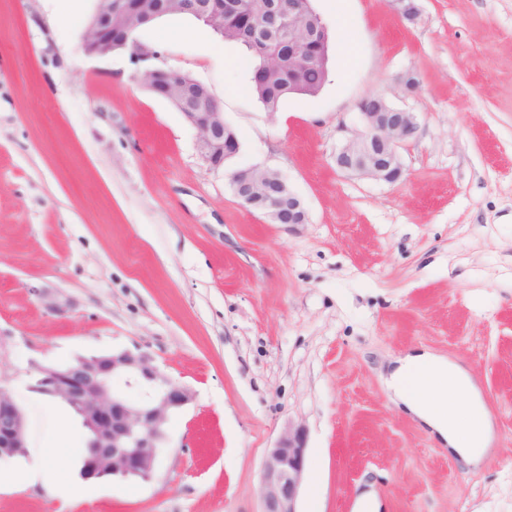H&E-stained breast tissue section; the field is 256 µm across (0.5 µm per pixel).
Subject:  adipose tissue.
Listing matches in <instances>:
<instances>
[{
    "label": "adipose tissue",
    "mask_w": 512,
    "mask_h": 512,
    "mask_svg": "<svg viewBox=\"0 0 512 512\" xmlns=\"http://www.w3.org/2000/svg\"><path fill=\"white\" fill-rule=\"evenodd\" d=\"M390 397L465 464L479 466L494 440L493 416L467 368L432 352L395 358L385 377ZM14 484L43 487L65 496L84 493V485L59 483L51 460L36 457L12 473Z\"/></svg>",
    "instance_id": "1"
}]
</instances>
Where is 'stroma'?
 <instances>
[{
  "instance_id": "obj_1",
  "label": "stroma",
  "mask_w": 512,
  "mask_h": 512,
  "mask_svg": "<svg viewBox=\"0 0 512 512\" xmlns=\"http://www.w3.org/2000/svg\"><path fill=\"white\" fill-rule=\"evenodd\" d=\"M312 0L331 41L314 96L264 109L243 48L187 15L136 41L221 102L239 153L207 170L196 131L86 54L95 0H0V384L28 449L78 476L85 434L32 390L31 363L141 349L195 394L149 481H93L64 503L7 490L0 512H261L260 471L288 423L308 431L298 512H512V0ZM384 96L416 115L388 184L337 170ZM280 172L307 223L244 208L233 172ZM63 310H53V303ZM462 362L493 415V451L461 463L391 403V359Z\"/></svg>"
}]
</instances>
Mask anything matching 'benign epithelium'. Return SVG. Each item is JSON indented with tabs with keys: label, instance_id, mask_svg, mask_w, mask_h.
Masks as SVG:
<instances>
[{
	"label": "benign epithelium",
	"instance_id": "1",
	"mask_svg": "<svg viewBox=\"0 0 512 512\" xmlns=\"http://www.w3.org/2000/svg\"><path fill=\"white\" fill-rule=\"evenodd\" d=\"M120 0H96V7L82 34L88 54L107 57L118 35L129 38L140 24L137 17L116 12ZM288 6V14L276 12L275 19L293 27L298 21L312 28L319 18H300ZM161 96L171 104L187 101L186 89L168 83ZM212 112H185L183 117L197 132V150L206 167H224V154L239 152L235 130L224 121L220 102L210 97ZM363 130L341 145L334 155L336 168L346 174L395 183L404 173L399 149L418 132L414 113L397 107L388 112H361ZM233 193L242 206L260 212L276 224L307 223L302 199L282 181L271 190L269 199H253L249 180L258 177V168L239 170ZM33 389L52 399L65 401L79 413L90 434L91 457L87 477L99 480L137 477L153 478L158 450L167 441L171 417L194 400L193 391L173 379L146 352L139 349L114 350L81 357L71 365L31 363ZM116 376L141 391L138 401L113 388ZM307 430L290 423L273 447L267 449L261 470L262 512H297L296 505L304 479ZM27 447L26 419L10 393L0 386V459L10 458Z\"/></svg>",
	"mask_w": 512,
	"mask_h": 512
}]
</instances>
